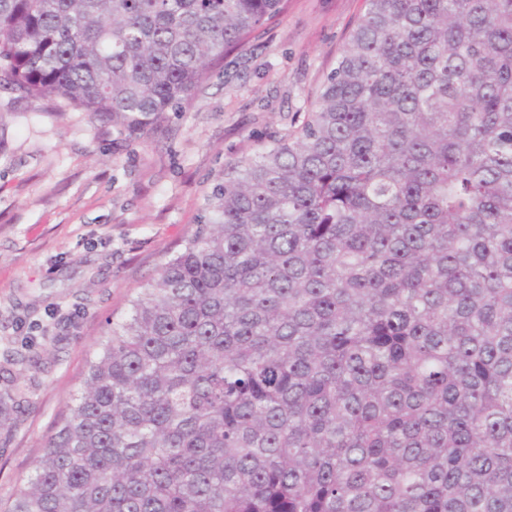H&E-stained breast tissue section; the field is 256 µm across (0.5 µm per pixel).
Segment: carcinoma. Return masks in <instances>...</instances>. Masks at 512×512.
Returning a JSON list of instances; mask_svg holds the SVG:
<instances>
[{
	"label": "carcinoma",
	"instance_id": "obj_1",
	"mask_svg": "<svg viewBox=\"0 0 512 512\" xmlns=\"http://www.w3.org/2000/svg\"><path fill=\"white\" fill-rule=\"evenodd\" d=\"M284 2L0 0V87L141 136ZM204 210L0 512H512V0H367Z\"/></svg>",
	"mask_w": 512,
	"mask_h": 512
}]
</instances>
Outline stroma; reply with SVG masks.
<instances>
[{
    "label": "stroma",
    "mask_w": 512,
    "mask_h": 512,
    "mask_svg": "<svg viewBox=\"0 0 512 512\" xmlns=\"http://www.w3.org/2000/svg\"><path fill=\"white\" fill-rule=\"evenodd\" d=\"M364 10L288 0L143 138L0 89V365L29 360L18 422L0 431V501L61 425L108 321L193 234L225 166L301 124Z\"/></svg>",
    "instance_id": "1"
}]
</instances>
